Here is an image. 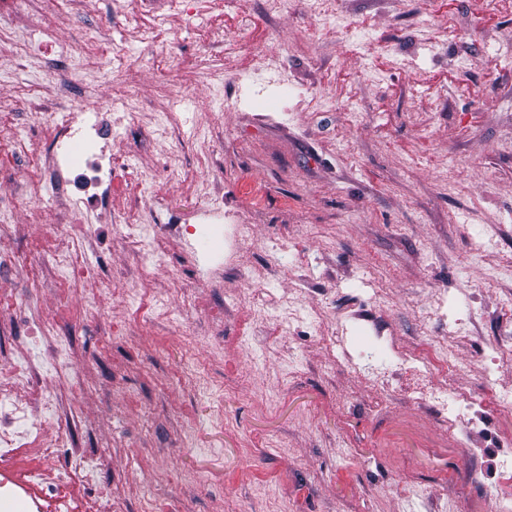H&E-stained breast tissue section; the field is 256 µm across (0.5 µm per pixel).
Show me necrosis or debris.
Here are the masks:
<instances>
[{"mask_svg": "<svg viewBox=\"0 0 512 512\" xmlns=\"http://www.w3.org/2000/svg\"><path fill=\"white\" fill-rule=\"evenodd\" d=\"M39 109L52 114L49 133L44 138L28 137L27 146L42 162L41 182L55 188L48 215L54 270L76 281L90 275L109 283V275L99 266L75 254L76 240L94 247L103 242L95 225L76 223L75 217L83 210L110 207L114 201L108 146L121 119L108 109L58 112L50 101L40 102ZM40 184L24 182L9 198L0 197V240L16 242L15 249L0 250V279L14 278L23 268L29 271L9 316L0 319V512H149L148 507L106 491L102 477L108 461L73 436L85 374L73 360L72 332L89 319H105L108 300H100L91 315L70 305L52 314L40 313L45 274L41 268L29 267L18 250L29 237L28 227L1 221L17 207L36 202ZM112 233L135 259L144 291L149 288L150 261L167 256L173 244L190 257L195 278L216 288L228 276L260 285L269 275L263 267L240 268L237 257L250 227L225 223L223 207L211 202L198 208L193 224L182 223L170 211L164 223L116 224ZM352 318L369 343L368 349L348 358L355 372L382 390L395 375L404 376L406 397L428 409L465 456L487 457L498 488L489 512H512V434L488 433L486 403L425 381L432 372L444 377L456 371L457 361L448 345L426 336L419 349L399 350L391 345L389 327L368 310H355ZM483 432L490 444L475 448L474 436ZM51 448L57 451L54 477L39 466Z\"/></svg>", "mask_w": 512, "mask_h": 512, "instance_id": "1", "label": "necrosis or debris"}]
</instances>
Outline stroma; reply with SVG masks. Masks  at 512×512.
Wrapping results in <instances>:
<instances>
[{
	"mask_svg": "<svg viewBox=\"0 0 512 512\" xmlns=\"http://www.w3.org/2000/svg\"><path fill=\"white\" fill-rule=\"evenodd\" d=\"M248 29L224 0H151L155 43L140 42L134 0H0V130H42L27 86L42 76L58 43L92 37L124 48L131 62L72 63L64 101L91 112L125 100L131 126L115 133L114 212L96 211L102 230L133 205L139 224L163 209L195 221V185H216L231 223L251 225L240 263L264 265L268 239L288 246L283 268L264 286L194 280L179 254L154 263L153 294L111 305L113 325L132 336L101 349L77 333L76 361L88 367L77 433L107 451L112 492L155 500L163 512H487L493 493L474 462L433 418L397 389L370 386L332 359L307 325L280 331L254 324L250 307L278 312L310 267L320 292L307 310L349 328L363 287L367 309L395 343L447 335L424 304L448 295L479 314L455 345L463 372L449 390L487 395L480 356L499 328L500 300L512 293V8L490 15L478 0H333L320 23L305 0L270 20L264 0H242ZM220 24L235 48L204 45ZM261 49L291 90L288 103L246 99L239 78ZM447 73V82L435 81ZM175 135L162 133L165 113ZM198 300L237 294L224 320V358L207 372L224 394V426L210 403L181 385L206 359L205 341L175 322L146 321L149 309L181 311L179 283Z\"/></svg>",
	"mask_w": 512,
	"mask_h": 512,
	"instance_id": "obj_1",
	"label": "stroma"
}]
</instances>
